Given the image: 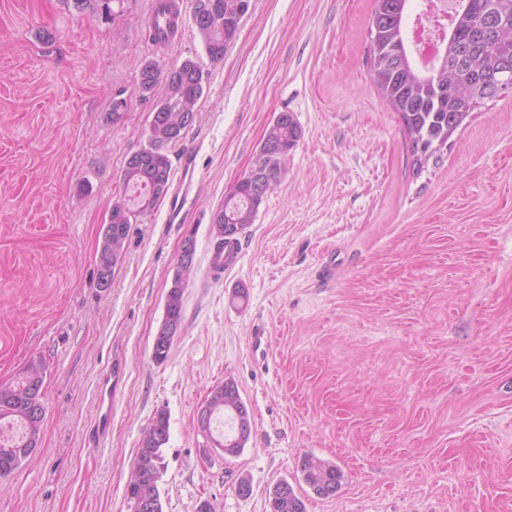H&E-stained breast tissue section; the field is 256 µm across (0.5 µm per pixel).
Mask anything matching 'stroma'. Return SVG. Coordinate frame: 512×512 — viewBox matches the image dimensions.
Masks as SVG:
<instances>
[{
  "instance_id": "obj_1",
  "label": "stroma",
  "mask_w": 512,
  "mask_h": 512,
  "mask_svg": "<svg viewBox=\"0 0 512 512\" xmlns=\"http://www.w3.org/2000/svg\"><path fill=\"white\" fill-rule=\"evenodd\" d=\"M154 2L115 0L107 18L0 0V383L40 363L46 410L38 448L0 479V512H130L161 411L163 512H270L283 479L306 512H512V93L416 174L370 79L375 0H251L216 62L195 0H176L182 33L163 44ZM188 58L204 95L168 155L175 184L192 153L195 188L177 217L165 197L131 225L100 286L121 171L166 92L142 91L141 68ZM283 112L303 136L234 265L212 270L213 215ZM189 235L183 318L158 363ZM227 379L251 435L238 455H207L197 414ZM307 456L340 468L335 496L304 482Z\"/></svg>"
}]
</instances>
